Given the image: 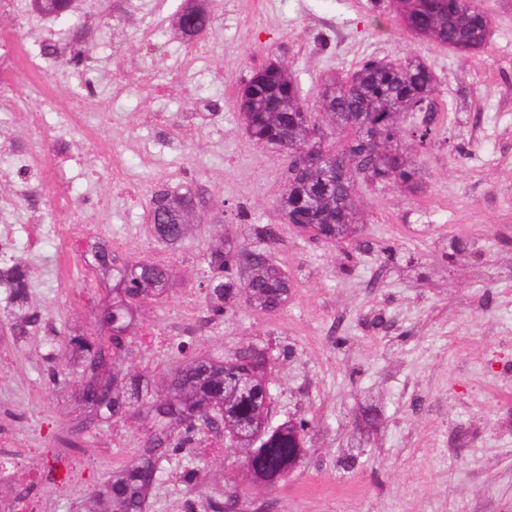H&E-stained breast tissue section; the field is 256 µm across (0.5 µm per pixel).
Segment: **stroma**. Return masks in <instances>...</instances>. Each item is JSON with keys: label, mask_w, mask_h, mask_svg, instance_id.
I'll return each mask as SVG.
<instances>
[{"label": "stroma", "mask_w": 512, "mask_h": 512, "mask_svg": "<svg viewBox=\"0 0 512 512\" xmlns=\"http://www.w3.org/2000/svg\"><path fill=\"white\" fill-rule=\"evenodd\" d=\"M183 0H80L70 39L84 42V67L49 75L52 94L33 88L21 62L0 63V199L13 207L0 222L14 227V255L26 261L30 297L42 329L6 346L0 360V452L19 459L15 480L43 470L39 438L60 442L84 417L71 390L42 376L53 330L93 328L112 299L111 283L93 287L80 257L88 241L123 239L125 257L148 260L160 246L147 223L149 181L178 188L194 179L208 200L203 223L169 253L172 287L141 309L143 339L126 363L159 379L174 357L148 337L180 313L186 297L202 300V254L213 235L242 221L278 224L275 202L287 176L285 153L250 141L234 108L249 67L281 58L307 99L327 76L363 56H418L438 82L440 134L421 157L411 193L390 184L359 185L362 232L321 245L285 230L273 251L296 287L275 316L239 307L194 336L193 354L216 356L242 344L272 346L273 422L306 419L305 455L273 488L256 489L233 451L199 454L197 497H223L235 478L242 506L265 501L272 512H512V0H481L491 19L484 49L467 58L402 30L371 0H211L214 21L199 41L176 26ZM153 27L152 47L140 32ZM59 24L31 0L0 8V34L38 48ZM157 76L147 88L144 72ZM93 82L110 100V117L72 121L77 93ZM42 115L33 128L30 115ZM134 185L103 194L113 173ZM40 175L37 200L19 185ZM70 205H55L57 188ZM82 227L61 240L58 229ZM40 227L37 243L28 233ZM466 236L467 255L445 259L450 239ZM393 247L387 261L384 247ZM344 344L327 336L335 320ZM289 355H282V348ZM77 460L81 488L43 490L40 512H80L86 490L110 466L132 460L142 433L129 423L89 429ZM183 461L166 467L148 512H185Z\"/></svg>", "instance_id": "stroma-1"}]
</instances>
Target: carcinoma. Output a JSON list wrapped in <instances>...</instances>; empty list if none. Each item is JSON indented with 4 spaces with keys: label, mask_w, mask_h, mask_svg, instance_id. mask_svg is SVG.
I'll return each instance as SVG.
<instances>
[{
    "label": "carcinoma",
    "mask_w": 512,
    "mask_h": 512,
    "mask_svg": "<svg viewBox=\"0 0 512 512\" xmlns=\"http://www.w3.org/2000/svg\"><path fill=\"white\" fill-rule=\"evenodd\" d=\"M207 0H185L181 13L183 37L205 34L213 15ZM72 0H33L35 10L49 18L67 17ZM403 28L418 37L470 53L485 46L491 27L478 0H397ZM40 59L51 64L61 59L79 67L87 49L76 42L58 49L45 40ZM437 82L427 61L406 57L396 62L376 54L362 58L341 76H332L316 89L320 106L337 114L339 121L311 150L319 164L306 169L293 156L292 144L306 138L317 122V109L309 106L298 82L278 60L269 59L250 70L241 81L236 110L248 138L276 147L292 156L288 175L276 200L285 224H242L240 233L211 245L203 254L206 274L199 288L204 293L209 319H222L249 296L247 307L273 315L288 301L294 281L270 251L251 248L255 240L269 246L289 227L303 240L333 243L355 233L358 212L352 196L360 183L393 184L411 191L418 171L408 154L436 138L434 112ZM425 112L420 123L401 126L398 110ZM194 181L178 190L156 184L148 198V221L153 238L168 251L178 250L188 235L190 211L202 207ZM85 260L103 274L112 275L116 292L112 303L94 313L96 335L62 336L44 356V379L56 388L81 386L94 378L97 361L112 351V376L84 392L88 423L98 424L143 417V443L136 458L112 469L98 488L85 495V512H147L151 490L163 478L165 464L198 448L205 433L224 436L245 450V463L253 482L274 486L288 478L305 454L303 420L270 421L273 396L265 381L271 359L254 345L236 348L222 357L185 356L161 380L148 386L141 376L117 371L119 359L133 353L136 342L129 332L134 312L162 295L171 281L169 264L121 258L110 248L92 245ZM28 266L20 261L0 265V294L5 295L10 334L21 339L38 330L43 317L29 303ZM240 495L208 498L203 512H239Z\"/></svg>",
    "instance_id": "obj_1"
}]
</instances>
